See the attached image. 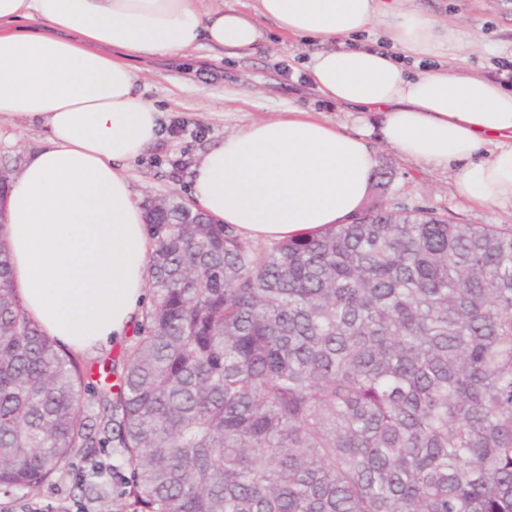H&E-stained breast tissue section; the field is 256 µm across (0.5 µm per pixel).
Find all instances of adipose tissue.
<instances>
[{
	"mask_svg": "<svg viewBox=\"0 0 512 512\" xmlns=\"http://www.w3.org/2000/svg\"><path fill=\"white\" fill-rule=\"evenodd\" d=\"M262 19L325 43L307 64L309 83L378 114L382 139L401 155L457 164L467 202L512 205V90L433 66L460 49V36L421 10L387 0H254L248 14L205 0H0V123L23 119L47 131L9 183L0 238L26 312L61 346L96 354L131 333L146 299L155 244L120 164L160 139L162 126L134 90L129 57L181 54L202 39L247 52ZM26 20L44 32L23 28ZM379 20L391 50L349 45ZM405 56L423 68L407 74ZM375 166L363 134L295 111L253 121L211 148L193 169L191 195L247 238L280 241L355 215Z\"/></svg>",
	"mask_w": 512,
	"mask_h": 512,
	"instance_id": "adipose-tissue-1",
	"label": "adipose tissue"
}]
</instances>
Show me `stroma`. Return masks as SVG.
<instances>
[{
  "label": "stroma",
  "mask_w": 512,
  "mask_h": 512,
  "mask_svg": "<svg viewBox=\"0 0 512 512\" xmlns=\"http://www.w3.org/2000/svg\"><path fill=\"white\" fill-rule=\"evenodd\" d=\"M440 22L460 28L465 47L453 64L468 77L494 76L504 62H512V0H408ZM264 38L248 52L232 55L208 42L179 56L130 57L137 73L135 90L163 114L165 134L139 158L125 162L135 198L158 197L190 202L193 167L204 152L256 119L275 120L302 110L342 125L347 132L375 122L373 114L330 102L312 88L304 60L322 51L319 42L289 40L271 23L262 25ZM46 130L15 120L0 125V163L21 170L27 154L40 149ZM366 141L378 168L391 171L387 189L371 186L370 197H385L395 206L428 208L459 224L512 225V208L483 207L461 198L454 168H433L403 157L371 133ZM84 451H77L62 475L38 494L23 490L0 495V512H21L30 505L65 496L70 502L91 504L94 512H115L120 486L106 485V495L95 498L89 488L95 475L85 472Z\"/></svg>",
  "instance_id": "1"
}]
</instances>
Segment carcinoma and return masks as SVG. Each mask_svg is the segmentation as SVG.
Wrapping results in <instances>:
<instances>
[{
    "instance_id": "carcinoma-1",
    "label": "carcinoma",
    "mask_w": 512,
    "mask_h": 512,
    "mask_svg": "<svg viewBox=\"0 0 512 512\" xmlns=\"http://www.w3.org/2000/svg\"><path fill=\"white\" fill-rule=\"evenodd\" d=\"M201 216L152 214L150 305L96 371L0 239V492L114 446L117 512H512L511 226L377 197L259 247Z\"/></svg>"
}]
</instances>
